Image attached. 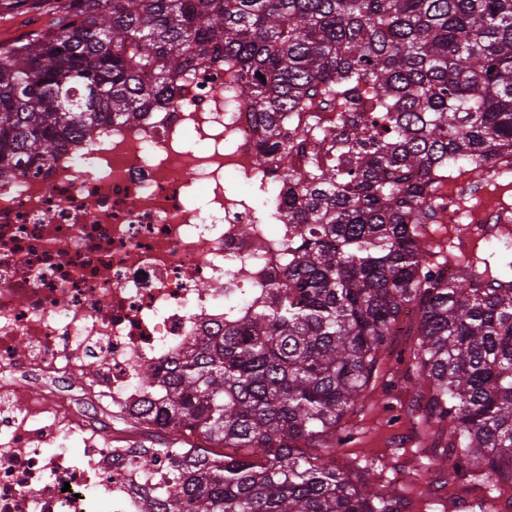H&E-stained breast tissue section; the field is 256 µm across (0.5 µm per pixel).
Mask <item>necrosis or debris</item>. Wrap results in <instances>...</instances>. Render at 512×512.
<instances>
[{"mask_svg": "<svg viewBox=\"0 0 512 512\" xmlns=\"http://www.w3.org/2000/svg\"><path fill=\"white\" fill-rule=\"evenodd\" d=\"M340 118L298 113V172L320 156L315 128ZM257 145L223 74L201 65L148 122L0 170V512H143L169 460L140 468L125 435L141 401L162 395L141 366L223 327L228 289L244 313L286 253L266 233L284 209ZM228 172L245 192L225 189ZM438 196L457 248L512 253V203L467 207L455 180Z\"/></svg>", "mask_w": 512, "mask_h": 512, "instance_id": "necrosis-or-debris-1", "label": "necrosis or debris"}]
</instances>
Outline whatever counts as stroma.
I'll return each instance as SVG.
<instances>
[{
  "instance_id": "35a3bbf8",
  "label": "stroma",
  "mask_w": 512,
  "mask_h": 512,
  "mask_svg": "<svg viewBox=\"0 0 512 512\" xmlns=\"http://www.w3.org/2000/svg\"><path fill=\"white\" fill-rule=\"evenodd\" d=\"M417 327V321H405L401 332L391 337L363 400L347 417L354 439L339 458L343 465L357 459L383 466L389 480L408 488L413 499L408 512H423L426 501L450 495L472 498L461 484L440 482L428 489L415 477L426 464L441 462L447 442L446 434L437 431L419 433L410 413L415 388L407 355L417 341Z\"/></svg>"
}]
</instances>
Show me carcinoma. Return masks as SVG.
<instances>
[{"label": "carcinoma", "mask_w": 512, "mask_h": 512, "mask_svg": "<svg viewBox=\"0 0 512 512\" xmlns=\"http://www.w3.org/2000/svg\"><path fill=\"white\" fill-rule=\"evenodd\" d=\"M54 15L0 45V166L93 140L172 97L202 59L253 112L254 162L287 190L281 275L165 366L162 426L233 449L183 448L146 512H405L383 470L338 467L343 426L400 316L416 420L448 434L456 478L512 491V275L425 242L458 165L512 152V0H0ZM264 75L260 79L257 74ZM340 101L324 159L292 165L289 118Z\"/></svg>", "instance_id": "obj_1"}]
</instances>
